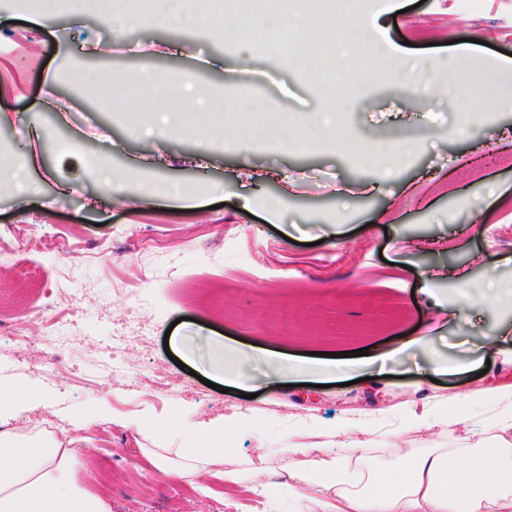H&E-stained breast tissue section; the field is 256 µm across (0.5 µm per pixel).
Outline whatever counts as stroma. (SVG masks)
I'll use <instances>...</instances> for the list:
<instances>
[{"label": "stroma", "instance_id": "obj_1", "mask_svg": "<svg viewBox=\"0 0 512 512\" xmlns=\"http://www.w3.org/2000/svg\"><path fill=\"white\" fill-rule=\"evenodd\" d=\"M401 14L381 24L399 52L430 72L425 84L390 88L387 66L362 53L357 72L373 81L335 74L341 101L324 94L302 62L313 40L298 37L269 68L244 73L236 44L212 23L191 30L129 27L102 17L73 20L59 12L30 23L18 0H0V154L28 137L32 116L48 131L42 162L23 188L0 190V239L25 229L33 249L0 266V325L34 302L63 300L67 288L84 298L60 336L33 325L36 351L0 334V387H28L37 397L9 416L13 431L48 422L51 436L72 433L84 462L82 480L105 495L112 512H236L224 503L223 480L167 477L145 456L164 448L163 434L123 427L128 418L163 419L177 412L205 425L252 410L262 439L239 430V457L257 444L269 450L268 476L281 480L289 425L330 429L357 410L380 407L394 442L406 443L409 409L430 399L436 426L427 443L457 446L452 423L478 409L477 390L512 373V0H399ZM155 40L175 44L167 56L150 54ZM95 53H87V46ZM504 62L490 83L483 63ZM96 70L136 83L151 71L174 83L206 80L211 95L234 98L239 123L221 132L184 130L145 137L131 115L141 105L114 99L103 111L97 88L74 76ZM288 118V145L254 139L263 122L257 103ZM354 136L381 146L408 140L412 149L382 164L337 150ZM206 154L198 168L189 155ZM107 162L120 172L153 163L154 181L207 187L200 199L173 202L132 184L102 189L92 168ZM251 208H243V199ZM278 207L269 219L267 205ZM165 233L163 251L143 244ZM74 243L62 254L53 234ZM111 240L112 256L99 255ZM469 282L477 302L466 318L449 312ZM430 293H423V285ZM494 289L497 301L481 296ZM223 305H214L215 296ZM293 308L300 327L321 339L257 329L255 313ZM192 353L179 368L164 348L166 333ZM413 336L429 337L440 365L477 357L488 371L431 376L407 364L388 376L330 388L263 386L258 397L210 388L214 340L251 351L266 347L296 354L367 349L369 358L395 352ZM122 362L123 373L111 371ZM153 372L178 386L170 399L137 381Z\"/></svg>", "mask_w": 512, "mask_h": 512}]
</instances>
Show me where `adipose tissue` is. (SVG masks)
I'll return each instance as SVG.
<instances>
[{"label": "adipose tissue", "mask_w": 512, "mask_h": 512, "mask_svg": "<svg viewBox=\"0 0 512 512\" xmlns=\"http://www.w3.org/2000/svg\"><path fill=\"white\" fill-rule=\"evenodd\" d=\"M310 25L330 31L332 42L353 58L357 45L382 53L389 42L378 21L309 15ZM191 111L155 98L136 120L149 134L171 133L206 115L208 99L187 84L183 95ZM268 383L288 378L325 384L365 369L364 361L277 353ZM487 414L485 424L460 414L454 423L460 447H388L383 429L384 409L363 410L355 424L331 429L335 446L318 434L289 430L287 484L266 479V448L256 459L236 456V432L250 424L251 415L225 419L223 424L195 427L186 415L165 420L135 418L128 427L138 433L157 431L182 440L174 455L150 451L157 471L186 477L222 467L224 490L255 495L273 504L281 487L294 489L291 512H512V385L480 390ZM79 451L64 440L23 438L0 430V512H111L107 500L88 490L80 478Z\"/></svg>", "instance_id": "obj_1"}]
</instances>
